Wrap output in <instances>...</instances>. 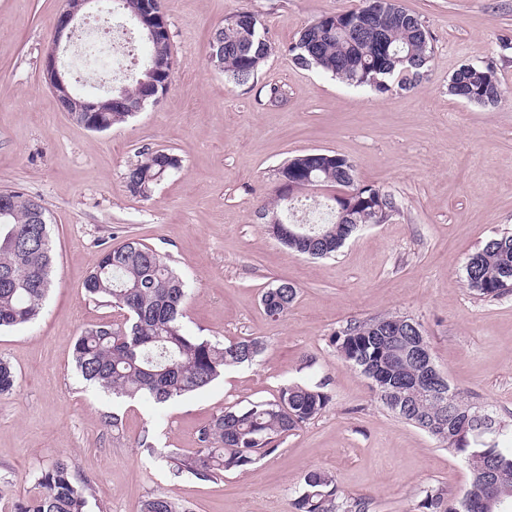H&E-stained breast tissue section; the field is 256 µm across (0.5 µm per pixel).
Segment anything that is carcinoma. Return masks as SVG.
I'll return each mask as SVG.
<instances>
[{
    "label": "carcinoma",
    "mask_w": 512,
    "mask_h": 512,
    "mask_svg": "<svg viewBox=\"0 0 512 512\" xmlns=\"http://www.w3.org/2000/svg\"><path fill=\"white\" fill-rule=\"evenodd\" d=\"M143 28L144 0H111ZM375 0H362L351 11L323 14L307 25L287 52L301 68L326 72L351 87H370L386 93L396 84L415 87L431 54L429 35L418 16L403 6L374 7ZM147 66L173 63L171 39H146ZM214 62L224 78L237 85L247 84L271 52V43L260 19L251 12H238L224 20L212 37ZM451 95L478 105L492 106L503 89L495 69L489 65H464L450 78ZM128 110L93 112L80 124L93 131H105L126 122ZM181 160L164 149L144 148L131 164L124 179L128 192L149 200L156 187L180 168ZM283 182L274 202L261 207L276 212L292 231L280 240L305 256L323 258L335 254L354 233L376 223L377 212L393 213L395 199L380 188L358 180L348 159L320 153L302 159L296 155L277 171ZM317 187L335 188L351 207L345 224L332 219L336 196L327 197L314 224L289 220L296 194ZM15 198L8 215L0 218V329L35 322L44 306L53 270L50 224L46 211L35 223L29 201L19 190H0ZM474 263L465 265L468 287L487 299L512 293V232L492 236L473 253ZM86 293L103 298L127 313L122 325L93 324L85 328L73 346L76 369L81 376L105 392L118 397H146L165 405L199 391L224 374L228 368L252 363L262 354L265 342L259 337L213 342L193 336L183 328L184 282L167 257L148 245L129 238L105 249L97 266L84 282ZM263 297L277 298L267 314L284 316L296 297V288L283 282L268 289ZM384 318L351 321L339 328L332 342L340 357L375 382L380 400L396 417L432 434L431 426L448 421V436L436 441L461 457L476 476L487 469L499 473V491L512 502V424L495 418L487 410L462 401L447 391L452 405L445 409L430 394L423 366L412 356H398L396 350L407 342H426L420 336H388ZM16 375L10 363L0 358V396L13 392ZM328 383H292L282 386L273 401L259 400L246 409L229 408L217 414L200 431L199 448L185 455L178 448L166 453L176 474L196 479H220L228 471L247 472L262 455L275 451L276 439L296 430L327 406ZM305 487L294 499L295 512H369L366 498L343 495L331 476L311 470ZM42 491L19 502L15 512H88L89 485L80 482L70 463L54 461L38 475ZM420 512H458L464 497L480 500V488L469 483L461 496L448 502V493L433 486L419 490ZM140 512H191L183 503L163 494L142 502Z\"/></svg>",
    "instance_id": "obj_1"
}]
</instances>
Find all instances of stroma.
Segmentation results:
<instances>
[{"mask_svg": "<svg viewBox=\"0 0 512 512\" xmlns=\"http://www.w3.org/2000/svg\"><path fill=\"white\" fill-rule=\"evenodd\" d=\"M401 2L423 22L432 52L415 89L381 94L298 68L286 53L318 16L360 0H162L175 59L168 92L94 132L62 110L43 78L64 0H0V189L42 203L54 252L39 319L0 331V357L17 375L14 392L0 396V478L9 483L0 512L36 493L37 476L59 458L90 486V512H139L157 493L192 512H294L316 468L346 496L370 499V512H419L425 486L462 493L467 465L390 413L332 343L353 320L411 318L453 391L512 421V294L481 298L464 273L469 254L512 231V0ZM240 11L259 17L273 46L244 86L207 62L214 30ZM465 64L495 68L496 106L449 94V78ZM145 147L181 160L148 201L124 180ZM311 152L345 157L398 206L326 259L292 252L259 217L277 194L278 168ZM128 238L165 254L182 275L187 332L221 342L259 336L266 350L165 405L86 382L72 356L76 337L92 324L122 323L124 313L82 284L104 248ZM282 282L297 296L274 319L261 296ZM323 377L326 408L249 472L211 482L169 468L166 451H194L225 407ZM115 415L116 429L108 425Z\"/></svg>", "mask_w": 512, "mask_h": 512, "instance_id": "stroma-1", "label": "stroma"}]
</instances>
